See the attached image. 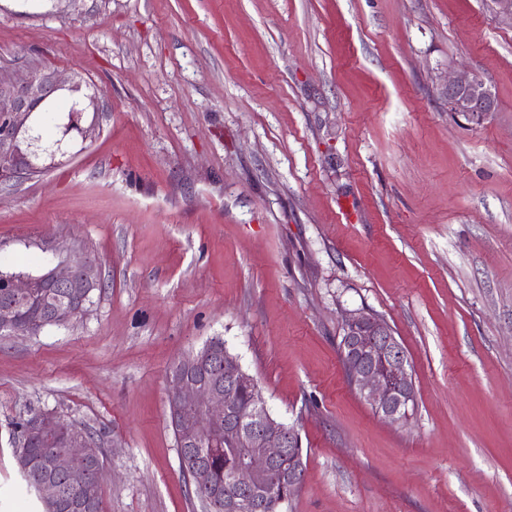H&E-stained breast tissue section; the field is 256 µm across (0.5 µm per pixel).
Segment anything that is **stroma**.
<instances>
[{
  "mask_svg": "<svg viewBox=\"0 0 512 512\" xmlns=\"http://www.w3.org/2000/svg\"><path fill=\"white\" fill-rule=\"evenodd\" d=\"M81 74L35 114L55 160L0 186V272L89 256L87 312L0 335V512H43L14 458L33 409L92 434L102 512H203L169 370L223 339L304 482L282 512H512V27L485 0H0V65ZM491 86L482 124L448 77ZM382 318L407 422L348 384L346 313Z\"/></svg>",
  "mask_w": 512,
  "mask_h": 512,
  "instance_id": "stroma-1",
  "label": "stroma"
}]
</instances>
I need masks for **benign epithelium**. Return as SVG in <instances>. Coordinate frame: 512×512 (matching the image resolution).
<instances>
[{
    "label": "benign epithelium",
    "mask_w": 512,
    "mask_h": 512,
    "mask_svg": "<svg viewBox=\"0 0 512 512\" xmlns=\"http://www.w3.org/2000/svg\"><path fill=\"white\" fill-rule=\"evenodd\" d=\"M494 22L512 26V0H490ZM87 87L76 76L62 81L57 72L40 64L28 66V74L18 77L9 66L0 65V182L38 172L31 157L36 139L29 120L45 110L63 93L74 96L64 134L77 131L88 139L94 127L79 125L82 113L100 111L97 96H83ZM448 110L479 124L497 110L490 86L467 77H454L446 84ZM10 299L0 304V332L35 335L47 326L64 325L86 312L90 296L98 287L100 269L90 257L79 258L62 268L55 266L36 275L3 274ZM44 288H60L65 295L48 306L44 318L22 322L14 302L29 299ZM346 350L344 368L351 387L371 405L375 413L391 423H403L410 416L415 392L408 371V358L390 326L371 313L355 311L344 320ZM195 355L174 365L169 374L168 393L179 410V443L189 448L224 434V445L239 449L234 468L224 477V512H263L270 499L287 502L285 491L300 488L304 477L301 442L297 431L273 418L264 397L253 394L242 408L234 399L235 389L255 384L238 358L224 352V381L211 386L190 382L185 373L197 366ZM27 430L47 437L65 436L64 450L54 459V467L72 486L84 485L91 475V462L98 448L74 423L49 410L29 414ZM197 488L214 487L213 471L206 465L187 469Z\"/></svg>",
    "instance_id": "benign-epithelium-1"
}]
</instances>
